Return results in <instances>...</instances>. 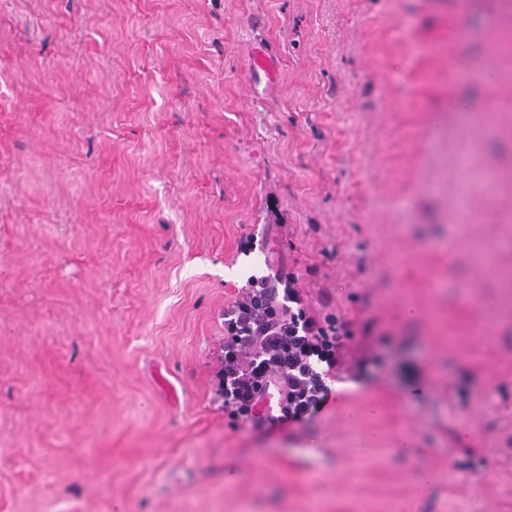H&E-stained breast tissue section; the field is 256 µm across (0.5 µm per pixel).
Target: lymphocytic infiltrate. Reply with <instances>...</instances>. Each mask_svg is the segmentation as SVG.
Returning a JSON list of instances; mask_svg holds the SVG:
<instances>
[{"mask_svg":"<svg viewBox=\"0 0 512 512\" xmlns=\"http://www.w3.org/2000/svg\"><path fill=\"white\" fill-rule=\"evenodd\" d=\"M283 293L290 303L288 321L294 324L295 331L288 342V373L273 377L272 382L284 401L275 406L268 404L266 391L252 385L238 394L231 405L233 415L256 428L281 420L297 421L319 408L328 396V389L314 380L310 372L314 362L325 363L328 375L336 379L356 378L363 367L362 360L353 357L351 348L344 341L347 328L331 330L324 326L309 311L294 286H285ZM262 305L263 288L259 285L246 289L235 302L233 314L225 322L228 336L224 347L225 367L244 368L247 333L260 326L253 311Z\"/></svg>","mask_w":512,"mask_h":512,"instance_id":"obj_1","label":"lymphocytic infiltrate"}]
</instances>
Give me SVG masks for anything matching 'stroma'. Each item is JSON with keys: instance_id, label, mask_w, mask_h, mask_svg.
<instances>
[{"instance_id": "1", "label": "stroma", "mask_w": 512, "mask_h": 512, "mask_svg": "<svg viewBox=\"0 0 512 512\" xmlns=\"http://www.w3.org/2000/svg\"><path fill=\"white\" fill-rule=\"evenodd\" d=\"M497 27L512 0H0V512H512ZM458 94L477 121L432 111ZM471 140L499 182L463 215ZM266 260L366 364L256 429L218 388Z\"/></svg>"}]
</instances>
